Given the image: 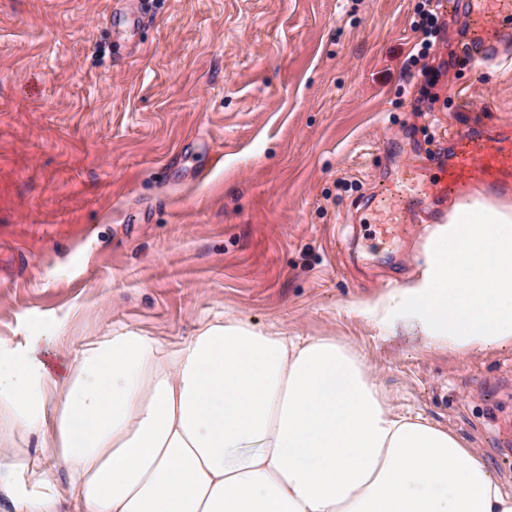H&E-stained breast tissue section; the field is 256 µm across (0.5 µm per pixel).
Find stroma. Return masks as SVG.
I'll list each match as a JSON object with an SVG mask.
<instances>
[{"mask_svg":"<svg viewBox=\"0 0 512 512\" xmlns=\"http://www.w3.org/2000/svg\"><path fill=\"white\" fill-rule=\"evenodd\" d=\"M462 2L424 98L418 0H155L120 49L105 19L133 0H0V342L57 370L115 331L170 346L227 318L333 338L512 493V344L454 355L357 309L416 276L437 219L371 254L400 145L512 125V46L471 67Z\"/></svg>","mask_w":512,"mask_h":512,"instance_id":"obj_1","label":"stroma"}]
</instances>
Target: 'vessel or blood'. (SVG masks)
<instances>
[{
    "mask_svg": "<svg viewBox=\"0 0 512 512\" xmlns=\"http://www.w3.org/2000/svg\"><path fill=\"white\" fill-rule=\"evenodd\" d=\"M470 31L462 54L478 69L500 61L505 43L512 41V0H466ZM144 24L138 9L111 18L112 37L130 42ZM473 182L493 193L512 191V128L485 127L452 139L448 156L430 150L415 158L413 175L405 186L404 203H378L371 212L377 226L372 245L382 253L398 251L407 227L424 209L444 202Z\"/></svg>",
    "mask_w": 512,
    "mask_h": 512,
    "instance_id": "vessel-or-blood-1",
    "label": "vessel or blood"
}]
</instances>
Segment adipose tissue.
I'll list each match as a JSON object with an SVG mask.
<instances>
[{
    "instance_id": "1",
    "label": "adipose tissue",
    "mask_w": 512,
    "mask_h": 512,
    "mask_svg": "<svg viewBox=\"0 0 512 512\" xmlns=\"http://www.w3.org/2000/svg\"><path fill=\"white\" fill-rule=\"evenodd\" d=\"M417 278L359 303L453 354L512 343V203L474 191ZM38 435L53 466L21 439ZM12 512H512L474 449L397 413L352 348L240 320L183 342L116 332L64 373L0 345V499Z\"/></svg>"
}]
</instances>
